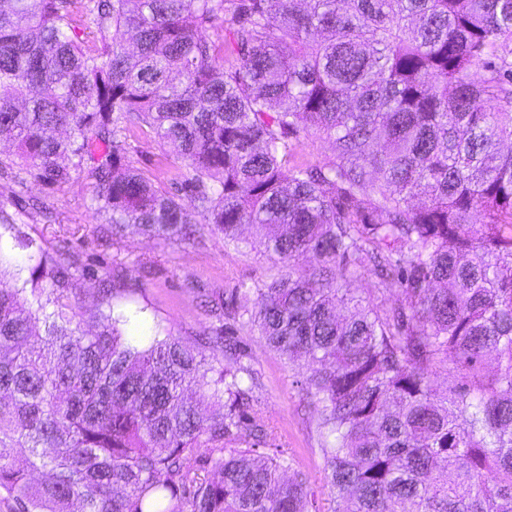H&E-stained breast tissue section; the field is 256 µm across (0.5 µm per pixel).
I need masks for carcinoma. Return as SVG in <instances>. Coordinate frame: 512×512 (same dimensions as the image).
Segmentation results:
<instances>
[{
    "label": "carcinoma",
    "mask_w": 512,
    "mask_h": 512,
    "mask_svg": "<svg viewBox=\"0 0 512 512\" xmlns=\"http://www.w3.org/2000/svg\"><path fill=\"white\" fill-rule=\"evenodd\" d=\"M69 7L0 0L20 171L52 188L91 161L113 237L189 241L192 207L288 266L251 322L307 362L331 512H512V0H88L79 24ZM132 127L171 148L184 195L129 167ZM311 134L333 160L291 163ZM367 258L399 303L351 291ZM36 270L28 289L0 245L12 512H311L306 475L238 447L266 430L231 328L209 359L171 333L133 346L110 302L85 329L64 262Z\"/></svg>",
    "instance_id": "cac0c4a2"
}]
</instances>
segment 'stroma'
I'll return each instance as SVG.
<instances>
[{
    "instance_id": "1",
    "label": "stroma",
    "mask_w": 512,
    "mask_h": 512,
    "mask_svg": "<svg viewBox=\"0 0 512 512\" xmlns=\"http://www.w3.org/2000/svg\"><path fill=\"white\" fill-rule=\"evenodd\" d=\"M11 157L9 144L1 143L0 209L15 224L0 232V243L10 246L21 279H29L40 259H65L75 277L71 300L85 321L93 322L113 304L134 345L163 330L198 345L224 324H234L240 363L256 378L248 413L266 425L264 452L286 453L292 468L308 477L317 512H329L332 492L317 417L302 389L306 371L265 344L251 325L253 304L243 297L285 274L283 264L259 250L225 245L207 224L190 241L150 239L134 226L113 238L92 204L95 183L86 169H73L69 183L48 190L23 179ZM127 161L167 190L182 180L178 162L148 135L129 138ZM15 230L32 239L34 248L16 247Z\"/></svg>"
}]
</instances>
